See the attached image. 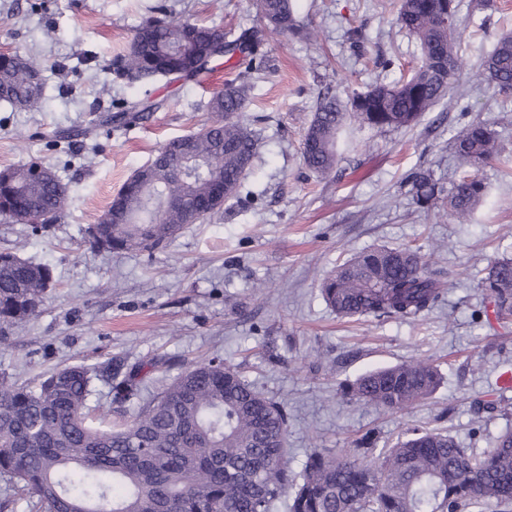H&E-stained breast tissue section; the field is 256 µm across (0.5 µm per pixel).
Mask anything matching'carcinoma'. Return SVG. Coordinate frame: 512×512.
<instances>
[{
    "instance_id": "obj_1",
    "label": "carcinoma",
    "mask_w": 512,
    "mask_h": 512,
    "mask_svg": "<svg viewBox=\"0 0 512 512\" xmlns=\"http://www.w3.org/2000/svg\"><path fill=\"white\" fill-rule=\"evenodd\" d=\"M264 22L299 33L294 0H259ZM457 0H399L395 23L419 42L420 60L398 80L353 94L349 107L326 93L302 142L306 166L331 173L348 122L377 131L415 124L459 81ZM260 30L233 41L213 27L180 18L146 19L118 63L137 77L178 68L192 71L224 58L247 62L239 79L224 85L211 110L218 119L163 145L143 178L119 205L125 223L92 224L91 247L107 252L165 248L188 224L219 213L213 180L225 199L237 194L257 148L254 131L239 118L248 99L245 75L264 65ZM40 63L17 53L0 55V104L41 108ZM475 80L498 93L512 91V34L497 41ZM160 107L148 99L113 116L118 125L148 118ZM455 153L472 170L448 187L425 173L409 178L418 206L458 224L471 221L486 187L476 171L501 152L489 124L473 120L453 136ZM68 205L66 187L40 161L0 170V216L44 217L45 232ZM428 261L407 246H379L336 266L321 285L326 305L340 318L414 319L432 309L443 287ZM52 287L46 264L0 252V322L18 325L36 315ZM486 311L512 319V257L492 262L481 279ZM144 363L72 364L33 385L0 375V476L45 506L47 512H272L288 499V512H507L512 507V432L481 451L462 447L446 431L410 428L389 447L376 449L366 433L353 453L314 450L298 471L288 466V412L220 358L193 363L152 399L141 396ZM111 384L113 399L137 408L118 425L90 415L94 383ZM441 373L428 360H409L368 371L341 388L342 397L382 411L423 401L438 389Z\"/></svg>"
}]
</instances>
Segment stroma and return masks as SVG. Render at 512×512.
<instances>
[{
	"label": "stroma",
	"mask_w": 512,
	"mask_h": 512,
	"mask_svg": "<svg viewBox=\"0 0 512 512\" xmlns=\"http://www.w3.org/2000/svg\"><path fill=\"white\" fill-rule=\"evenodd\" d=\"M396 3L295 0L314 39L265 30L266 65L250 76L243 112L258 147L239 197L147 255L90 248L86 230L161 144L211 119V99L240 68L218 65L212 82L132 81L114 62L152 8L231 40L259 25L255 0H0V53L38 57L47 80L40 109L0 105V169L42 161L69 196L46 233L0 218V251L49 264L54 277L41 313L9 328L0 374L33 384L73 363L151 359L158 366L144 379L149 397L187 364L219 355L285 405L296 470L316 448L351 452L370 429L389 444L409 427L445 428L473 448L512 429V390L501 391L492 414L470 410L512 371V327L487 322L478 289L491 261L512 256V93L472 81L512 32V0H492L488 9L460 0L459 83L417 124L398 132L352 127L353 145L328 175L310 172L301 155L323 84L345 103L415 66L418 43L395 25ZM139 98L160 107L148 120L106 125L116 107ZM474 119L499 132L502 151L479 172L486 198L471 223L456 224L418 208L407 178L429 170L456 181L463 168L453 135ZM66 135L67 153L54 146ZM379 245L421 247L429 272L449 285L444 300L414 319L338 318L322 298L323 279ZM428 358L443 380L424 403L383 413L340 394L368 370Z\"/></svg>",
	"instance_id": "35a3bbf8"
}]
</instances>
